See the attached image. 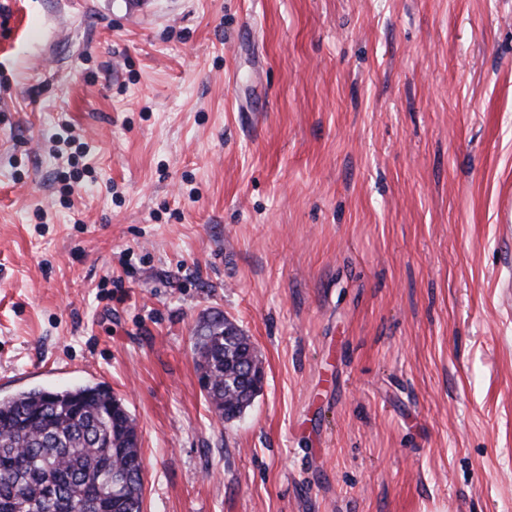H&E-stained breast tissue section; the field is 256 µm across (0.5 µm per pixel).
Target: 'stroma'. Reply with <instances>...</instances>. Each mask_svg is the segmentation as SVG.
Segmentation results:
<instances>
[{
    "instance_id": "stroma-1",
    "label": "stroma",
    "mask_w": 512,
    "mask_h": 512,
    "mask_svg": "<svg viewBox=\"0 0 512 512\" xmlns=\"http://www.w3.org/2000/svg\"><path fill=\"white\" fill-rule=\"evenodd\" d=\"M510 209L512 0H0V397L110 386L143 512H512ZM195 335L196 368L200 378L209 383L206 396L213 411L225 422L240 418L256 395L251 379H243L244 366L262 363L249 337L220 314L204 321ZM228 388L233 396L225 400L224 389Z\"/></svg>"
}]
</instances>
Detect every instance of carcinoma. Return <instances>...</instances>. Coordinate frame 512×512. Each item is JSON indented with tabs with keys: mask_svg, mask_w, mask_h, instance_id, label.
<instances>
[{
	"mask_svg": "<svg viewBox=\"0 0 512 512\" xmlns=\"http://www.w3.org/2000/svg\"><path fill=\"white\" fill-rule=\"evenodd\" d=\"M194 356L213 410L241 417L256 395L243 369L260 363L249 337L214 315ZM142 472L136 419L107 387L0 397V512H142Z\"/></svg>",
	"mask_w": 512,
	"mask_h": 512,
	"instance_id": "carcinoma-1",
	"label": "carcinoma"
}]
</instances>
